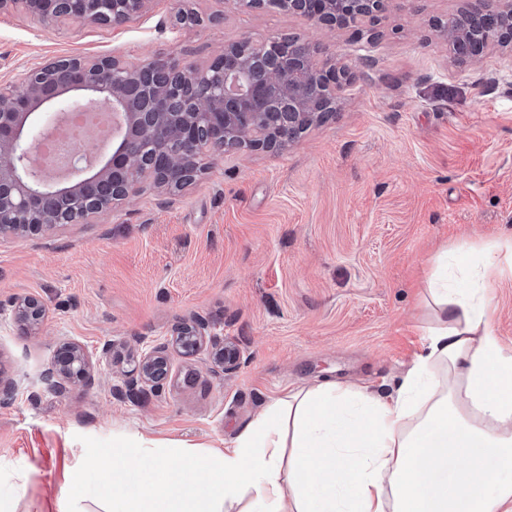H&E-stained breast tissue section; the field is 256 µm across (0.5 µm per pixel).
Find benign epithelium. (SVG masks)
Returning a JSON list of instances; mask_svg holds the SVG:
<instances>
[{"mask_svg": "<svg viewBox=\"0 0 512 512\" xmlns=\"http://www.w3.org/2000/svg\"><path fill=\"white\" fill-rule=\"evenodd\" d=\"M249 11L277 10L303 17L325 29L374 25L393 0H228ZM150 0H0V18L21 9L50 23L93 22L119 26L138 19ZM458 25L434 21L436 38L451 49L459 65L477 62L489 48L512 53V0H467ZM265 65L257 68L239 50L224 51L206 64H182L155 57L132 64L114 56L88 60L71 56L48 60L23 71L17 83L0 87V234L20 238L63 224H79L103 211L95 202L116 206L132 198L140 184L174 190L205 173L200 163L208 152L282 151L297 140L295 129H311L335 115L321 110L309 94L314 84L335 96L353 69L330 64L314 54L319 45L296 34H278L252 42ZM77 102L106 109L123 108L127 131L112 142L107 163L87 175L91 158L74 154L64 181L36 166L32 157L50 134L61 110ZM19 329L27 334L43 322L47 307L36 295L8 301ZM176 344L193 354L212 346L223 372L238 368L239 354L213 339L212 325L195 317L175 327ZM125 372V392L144 395L159 390L170 375L167 346H155L132 358ZM56 394L67 385L95 384L89 354L79 344L63 343L41 378Z\"/></svg>", "mask_w": 512, "mask_h": 512, "instance_id": "7a95c632", "label": "benign epithelium"}]
</instances>
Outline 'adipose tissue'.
I'll use <instances>...</instances> for the list:
<instances>
[{
	"instance_id": "1",
	"label": "adipose tissue",
	"mask_w": 512,
	"mask_h": 512,
	"mask_svg": "<svg viewBox=\"0 0 512 512\" xmlns=\"http://www.w3.org/2000/svg\"><path fill=\"white\" fill-rule=\"evenodd\" d=\"M454 267L438 254L432 324L382 392L333 381L271 399L224 450L142 441L86 456L108 480L100 512H512V347L494 333L498 244Z\"/></svg>"
}]
</instances>
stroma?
Masks as SVG:
<instances>
[{
    "instance_id": "1",
    "label": "stroma",
    "mask_w": 512,
    "mask_h": 512,
    "mask_svg": "<svg viewBox=\"0 0 512 512\" xmlns=\"http://www.w3.org/2000/svg\"><path fill=\"white\" fill-rule=\"evenodd\" d=\"M463 0H396L374 41L225 0H151L111 28L0 20V82L61 56L171 57L203 64L224 46L294 33L353 62L336 116L279 153L210 155L178 192L143 184L82 224L0 241V301L36 294L47 314L25 335L0 311V478H21L12 512H67L88 454L138 441L223 448L265 404L324 381L389 389L423 342L421 302L444 249L512 245V57L453 65L431 20ZM188 9L204 25L179 23ZM201 315L240 353L224 374L209 350L170 346ZM83 346L94 387L47 391L57 346ZM110 355H103L106 342ZM170 346L156 393H116L130 354Z\"/></svg>"
}]
</instances>
